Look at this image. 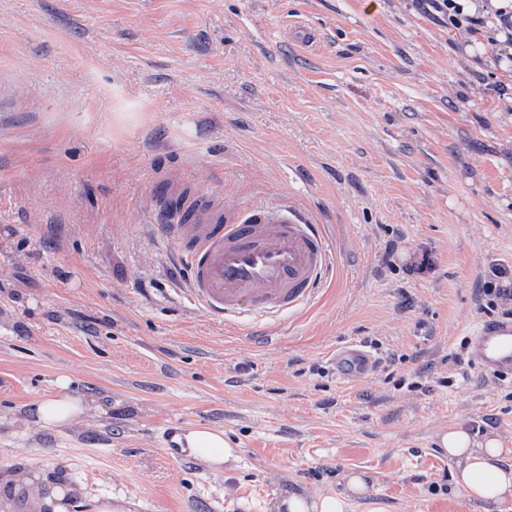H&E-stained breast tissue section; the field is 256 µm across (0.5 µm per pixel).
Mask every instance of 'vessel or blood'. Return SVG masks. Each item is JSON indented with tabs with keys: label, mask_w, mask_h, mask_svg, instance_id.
Instances as JSON below:
<instances>
[{
	"label": "vessel or blood",
	"mask_w": 512,
	"mask_h": 512,
	"mask_svg": "<svg viewBox=\"0 0 512 512\" xmlns=\"http://www.w3.org/2000/svg\"><path fill=\"white\" fill-rule=\"evenodd\" d=\"M190 221L175 218L163 230L175 263L187 275V295L213 318L250 335L262 318L310 307L337 271V255L323 224L299 220L292 206H255L223 211L199 198L189 202ZM470 358L483 370L512 374V318L479 324L469 342ZM346 377L368 374L369 354L343 351ZM173 460L192 457L181 424L163 433Z\"/></svg>",
	"instance_id": "vessel-or-blood-1"
}]
</instances>
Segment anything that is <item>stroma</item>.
Here are the masks:
<instances>
[{"label":"stroma","mask_w":512,"mask_h":512,"mask_svg":"<svg viewBox=\"0 0 512 512\" xmlns=\"http://www.w3.org/2000/svg\"><path fill=\"white\" fill-rule=\"evenodd\" d=\"M496 27L429 0H0V474L39 473L0 512H48L51 486L68 512H278L351 470L372 491L349 512H481L438 440L512 448V375L467 349L479 281L512 265ZM182 193L330 225L334 284L239 335L181 289L159 227ZM423 250L434 270L408 274ZM350 346L376 360L355 381ZM61 374L94 406L48 430L28 410ZM172 421L223 429L236 460H171ZM470 1L478 0H429L432 7L447 18L449 27L471 31L484 24V17L470 11Z\"/></svg>","instance_id":"1"}]
</instances>
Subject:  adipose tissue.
<instances>
[{
	"label": "adipose tissue",
	"mask_w": 512,
	"mask_h": 512,
	"mask_svg": "<svg viewBox=\"0 0 512 512\" xmlns=\"http://www.w3.org/2000/svg\"><path fill=\"white\" fill-rule=\"evenodd\" d=\"M71 380L58 376L54 395L33 403L29 413L42 427L60 429L73 424L89 408L88 401L69 391ZM190 448L213 469L234 458L235 448L222 430L198 427L186 434ZM440 444L454 466V486L473 501L501 507L512 502V448L500 447L495 438L475 441L466 430L442 434ZM347 494L288 492L281 500L283 512H347L350 495H367L362 475H350Z\"/></svg>",
	"instance_id": "ef3b65f1"
}]
</instances>
